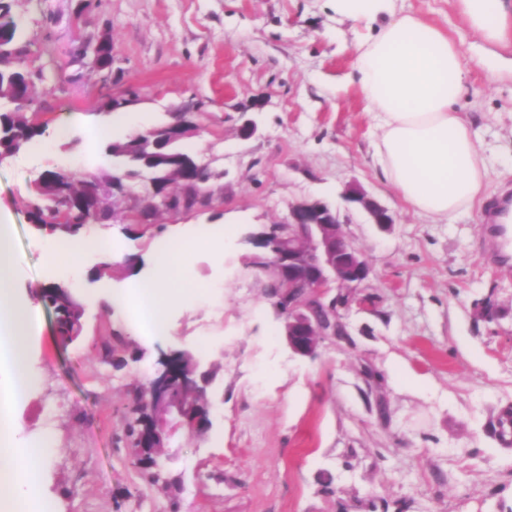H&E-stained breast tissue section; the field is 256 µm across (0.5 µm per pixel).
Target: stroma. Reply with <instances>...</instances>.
<instances>
[{
    "label": "stroma",
    "mask_w": 512,
    "mask_h": 512,
    "mask_svg": "<svg viewBox=\"0 0 512 512\" xmlns=\"http://www.w3.org/2000/svg\"><path fill=\"white\" fill-rule=\"evenodd\" d=\"M446 30L467 68L460 108L483 140L493 198L512 191V60L487 73L481 36L454 0H402ZM26 61L45 79L32 95L69 139L36 138L0 162V214L12 222L19 299L67 288L82 332L64 343L41 306L26 366L42 385L17 412L26 435L51 430L42 466L54 512H512V447L497 418L512 408V263L485 258V210L433 224L409 209L372 160L373 128L351 83L366 24L334 0H14ZM112 39V72L81 48ZM142 130L189 112L187 150L229 236L223 259L199 245L191 288L170 312L167 341L113 316L97 283L48 260L27 202L44 171L104 170L105 105ZM253 121L256 133L240 128ZM357 184L392 213L380 231L342 197ZM319 198L339 211L374 273L365 307L343 310L346 335L313 358L292 354L282 320L246 258L248 232ZM208 214L160 213L155 223L100 226L115 248L110 280L125 295L155 276L160 235L194 234ZM188 352L208 370L211 426L172 428L151 482L132 463L125 417L161 355Z\"/></svg>",
    "instance_id": "1"
}]
</instances>
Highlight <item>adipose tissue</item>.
I'll use <instances>...</instances> for the list:
<instances>
[{
    "label": "adipose tissue",
    "mask_w": 512,
    "mask_h": 512,
    "mask_svg": "<svg viewBox=\"0 0 512 512\" xmlns=\"http://www.w3.org/2000/svg\"><path fill=\"white\" fill-rule=\"evenodd\" d=\"M393 0H336L338 12L373 25L356 48L355 85L364 110L375 122L374 160L409 207L435 224H451L479 207L491 172L471 120L455 104L467 81L461 56L447 33L426 18L398 12ZM468 26L490 46L512 52V0H456ZM50 257L79 267L83 256L108 257L111 242L87 234L44 232ZM192 251L157 240L155 278L136 282L131 297L106 292L116 312L134 308L138 325L157 337L170 335L165 317L187 286ZM16 265L8 226H0V357L13 374L0 407V512H29L40 500L42 463L55 449L52 432L24 437L13 405L40 384L26 366L27 349L39 329V309L19 303L12 288Z\"/></svg>",
    "instance_id": "obj_1"
}]
</instances>
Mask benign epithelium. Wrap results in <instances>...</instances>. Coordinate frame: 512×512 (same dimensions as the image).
Listing matches in <instances>:
<instances>
[{
    "label": "benign epithelium",
    "mask_w": 512,
    "mask_h": 512,
    "mask_svg": "<svg viewBox=\"0 0 512 512\" xmlns=\"http://www.w3.org/2000/svg\"><path fill=\"white\" fill-rule=\"evenodd\" d=\"M342 197L366 213L371 223L386 231L393 224L388 209L365 192L348 187ZM256 252L259 270L278 278L283 288L276 307L284 317V336L291 351L305 358L317 355L327 338L346 335L339 311L363 305L359 288L369 279L372 267L349 240L340 214L318 198L293 202L288 218L246 236ZM187 353L164 354L140 396L157 411L159 427H168L174 413L191 433L210 426L211 407L205 385L182 372Z\"/></svg>",
    "instance_id": "1"
}]
</instances>
